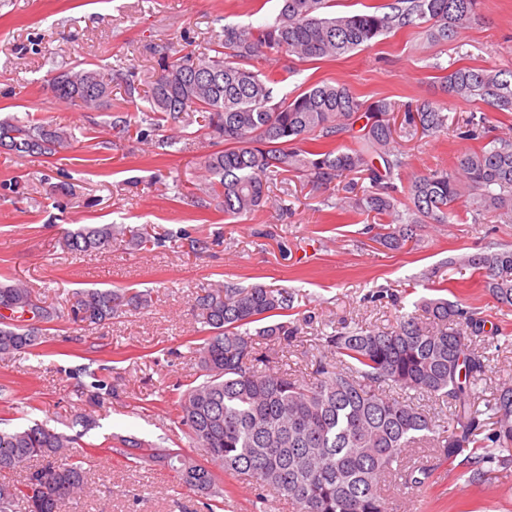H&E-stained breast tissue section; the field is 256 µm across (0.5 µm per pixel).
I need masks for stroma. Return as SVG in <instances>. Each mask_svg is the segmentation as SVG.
<instances>
[{
    "instance_id": "obj_1",
    "label": "stroma",
    "mask_w": 512,
    "mask_h": 512,
    "mask_svg": "<svg viewBox=\"0 0 512 512\" xmlns=\"http://www.w3.org/2000/svg\"><path fill=\"white\" fill-rule=\"evenodd\" d=\"M278 0H0V121L34 116L71 131L67 150L46 158L0 147V282L26 285L42 302L63 306L90 288L150 291L151 307L96 326L62 318L49 324L40 345L0 358V428L43 422L80 434L90 446L86 493L63 512H204L199 494L179 485L169 468L135 462L126 439L188 450L176 422L175 386L203 381L195 344L205 326L197 295L218 284H263L295 293L294 312L309 317L292 343L279 346L276 366L313 381L326 355L324 335L342 323L370 330L396 326L416 313L421 298L443 289L450 300L476 308L501 339L480 348L487 371L475 387L477 408L512 385V310L498 305L470 268L456 258L512 248V224H421L413 242L389 249L367 233L371 216L343 213L327 191L303 178L278 175L269 202L251 217L225 216L209 190L208 154L220 151L201 125L168 124L158 146L116 133L140 121L157 68L158 50H204L227 25L270 21ZM79 63L120 74L99 109L56 101L51 73ZM292 65L276 88L293 96L312 84L349 85L361 100L446 103L450 115L487 113L493 135H512V114L478 100L449 97L440 79L468 66L512 69V0H480L475 20L457 40L431 42L423 29L404 28L336 59L290 63L268 57L266 70ZM398 145L414 172L451 166L473 141L454 133ZM82 224L148 227L156 242L143 249L124 242L112 251L77 255L64 249L66 231ZM207 242L205 253L195 250ZM111 385L103 407L81 402L78 391ZM93 423L80 424L82 416ZM405 470L428 474L418 487L385 484L389 512H512V465L484 462L487 479L472 483L449 470L438 449L410 450ZM231 512H293L281 496L263 492L241 475L220 474Z\"/></svg>"
}]
</instances>
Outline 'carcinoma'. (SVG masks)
<instances>
[{"instance_id": "cac0c4a2", "label": "carcinoma", "mask_w": 512, "mask_h": 512, "mask_svg": "<svg viewBox=\"0 0 512 512\" xmlns=\"http://www.w3.org/2000/svg\"><path fill=\"white\" fill-rule=\"evenodd\" d=\"M334 0H281L270 23L226 27L211 52L171 59L159 53L158 69L145 91L149 130L163 120L189 127L202 120L224 149L209 155L204 167L210 189L222 198L224 214L249 216L268 200V175L292 173L313 186L331 190L350 174H362L369 187L347 196L338 207L389 218L380 243L403 248L418 224H452L463 207L473 223L495 218L512 224V138H486L487 118L472 112L454 121L466 140L486 139L479 148L456 156L453 165L413 174L406 186L408 204L398 210L392 180L409 167L396 149L394 134L414 139L448 131L444 106L422 101L407 106L400 127L392 123L400 104L380 97L367 104L346 84L321 81L288 98L277 97L280 79L252 63L261 56L307 62L335 59L369 45L379 36L407 27L429 26L435 42L456 40L475 17L478 0H397L390 11L379 7L348 14L330 11ZM72 81L50 80L54 99L95 108L112 94V71L72 68L58 72ZM451 97L475 99L503 114L512 113V71L459 67L443 76ZM364 118L356 146H331ZM71 133L36 123L30 117L0 122V146L21 153L53 156L71 146ZM126 229L86 224L69 231L64 247L79 252L106 250ZM464 263L483 279V287L502 306L512 307V249L471 255ZM148 294L123 288L78 294L74 317L102 324L130 307L148 305ZM294 292L255 284L219 285L196 299L209 334L197 346L205 379L178 396L177 420L197 459L169 448H144L136 458L169 466L186 487L209 498L218 488L217 471L247 475L263 490L291 501L296 512H388L379 484L397 472L393 464L420 441L439 449L452 470L467 469L473 483L485 480L483 458L474 455L476 436L483 447L508 452L512 463V387L505 386L485 410L475 408L474 386L486 371L484 352L471 345L485 333L486 320L461 301L423 298L427 315H407L386 330L346 328L323 337L328 355L315 362L316 381L293 373L261 369L270 356L257 354L256 338L286 345L299 334ZM0 355L11 356L39 345L26 313L39 324L62 317L52 305L34 303L21 284H0ZM256 334H251V328ZM413 391L453 406L445 425L422 407L390 395ZM492 429H487V420ZM77 439L42 424L0 430V473L36 460L18 483L0 481V512H61L88 483L81 462H60Z\"/></svg>"}]
</instances>
